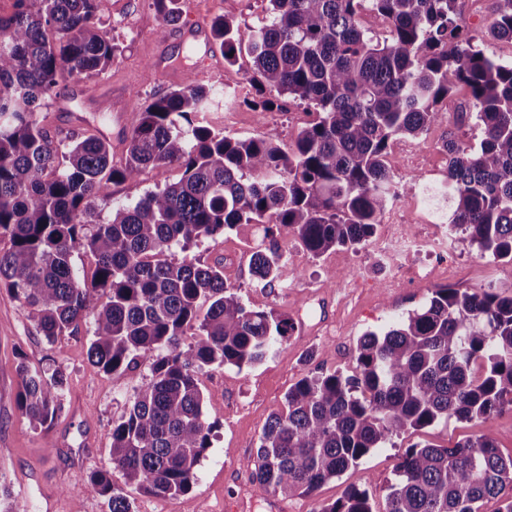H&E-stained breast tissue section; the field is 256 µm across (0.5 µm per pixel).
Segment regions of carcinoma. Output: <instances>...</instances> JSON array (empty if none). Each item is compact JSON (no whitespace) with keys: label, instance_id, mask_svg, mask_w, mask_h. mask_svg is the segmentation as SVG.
I'll use <instances>...</instances> for the list:
<instances>
[{"label":"carcinoma","instance_id":"cac0c4a2","mask_svg":"<svg viewBox=\"0 0 512 512\" xmlns=\"http://www.w3.org/2000/svg\"><path fill=\"white\" fill-rule=\"evenodd\" d=\"M0 15V289L28 309L52 343L94 318L91 361L120 379L151 361L112 425V467L154 495L186 496L210 448L197 373L250 367L294 329L291 318L253 310L224 280V263L173 258L238 224L264 238H296L312 255L361 249L390 201L414 189L393 182L390 142L417 137L442 120L439 105L468 89L479 145L450 140L451 224L479 251L512 262V60L486 54L492 37L512 41V0H497L486 32L461 35L457 0H270L273 17L241 34L219 18L211 28L224 60L251 58L249 83L319 112L290 155L272 136L235 138L201 117L210 90L183 84L132 113L123 162L112 164L103 134L60 146L41 116L58 78L85 82L112 66L117 46L98 0H14ZM373 11L389 22L379 36L362 27ZM175 167L178 180L92 220L112 183L149 168ZM94 263L91 279L73 264ZM253 276H290L278 249L255 250ZM193 342L181 346L186 330ZM352 373H310L265 423L253 481L266 494L308 495L371 450L410 429L456 418L484 424L512 410V295L492 288H436L384 334L360 339ZM18 407L36 427L64 408L65 376L18 366ZM91 482L109 512H134L96 468ZM494 499L512 512V454L491 431L451 447L418 444L395 465L384 512H479ZM322 512H375L356 487Z\"/></svg>","mask_w":512,"mask_h":512}]
</instances>
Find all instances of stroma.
I'll return each instance as SVG.
<instances>
[{
  "instance_id": "35a3bbf8",
  "label": "stroma",
  "mask_w": 512,
  "mask_h": 512,
  "mask_svg": "<svg viewBox=\"0 0 512 512\" xmlns=\"http://www.w3.org/2000/svg\"><path fill=\"white\" fill-rule=\"evenodd\" d=\"M174 8L173 16L166 18L156 11L153 0H99V15L119 51L111 68L93 78L89 89L60 81L43 109L51 136L63 142L74 131L103 130L112 142L114 163H121L133 109L182 84L183 56L197 62L208 53L216 71L194 73L198 84L216 91L207 120L230 136H274L283 153H292L300 129L317 121L316 110L281 99L272 110L257 113L249 104L256 92L247 80V59L225 63L218 46L179 36L186 21L208 24L219 17L235 20L241 32H248L270 16V0H176ZM467 100V92L456 89L442 105L447 118L418 137L391 142L389 163L395 180L446 182L448 141L475 145L482 138L473 122L449 116L456 104ZM178 177L177 169L160 166L139 180L112 185L109 195L95 204L96 221L106 222L113 208L135 203L145 191ZM397 229L409 235H434L435 227L425 223L415 195L394 200L376 234L382 237ZM262 239L261 226L240 224L217 240L198 243L190 253L209 264L223 259L224 278L247 308L286 314L294 329L253 367H207L199 372L203 410L214 431L187 496L143 493L113 469L114 485L129 497L135 512H320L350 485L367 490L381 508L394 480L397 457L405 448L417 443L450 446L481 430L476 423L453 418L410 430L372 450L314 495L261 493L252 474L262 428L272 413L283 409L285 394L300 378L315 371H353L359 339L421 308L432 289L492 286L512 293V263L483 255L460 237L447 249L391 263L370 242L357 251L334 248L315 257L288 236L279 239L278 247L290 277L265 285L254 279L249 265L250 253ZM93 330L89 317L77 332L46 342L28 310L0 290V481L25 499L29 512H108L88 472L110 467L108 433L126 411L135 388L150 378L151 365L142 363L124 379H113L89 358ZM22 360L65 375L64 409L48 429H33L17 406V365Z\"/></svg>"
}]
</instances>
